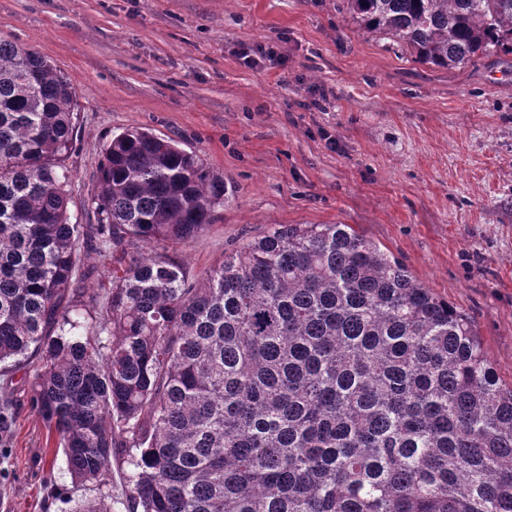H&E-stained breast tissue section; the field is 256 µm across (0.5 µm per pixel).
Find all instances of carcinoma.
I'll return each instance as SVG.
<instances>
[{"instance_id": "obj_1", "label": "carcinoma", "mask_w": 512, "mask_h": 512, "mask_svg": "<svg viewBox=\"0 0 512 512\" xmlns=\"http://www.w3.org/2000/svg\"><path fill=\"white\" fill-rule=\"evenodd\" d=\"M421 63L512 53V0H345ZM77 94L0 41V366L76 488L112 451L129 512H512V385L469 318L347 224H286L198 280L224 177L145 128L112 135L95 224L72 222ZM112 288L78 287L82 250ZM16 411L0 401V445ZM70 498L69 512H110ZM89 270L90 275L84 280L82 288L88 294H103L105 289L112 288V259L110 254H99L88 250L83 255L81 271Z\"/></svg>"}]
</instances>
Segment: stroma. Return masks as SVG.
I'll return each instance as SVG.
<instances>
[{"instance_id":"35a3bbf8","label":"stroma","mask_w":512,"mask_h":512,"mask_svg":"<svg viewBox=\"0 0 512 512\" xmlns=\"http://www.w3.org/2000/svg\"><path fill=\"white\" fill-rule=\"evenodd\" d=\"M0 40L77 93L72 214L96 221L114 133L145 127L223 176L216 222L176 246L192 277L277 224H347L474 325L512 383V54L453 69L364 31L344 0H0ZM275 44L250 64L242 47ZM0 458V512H65L76 491L29 405Z\"/></svg>"}]
</instances>
